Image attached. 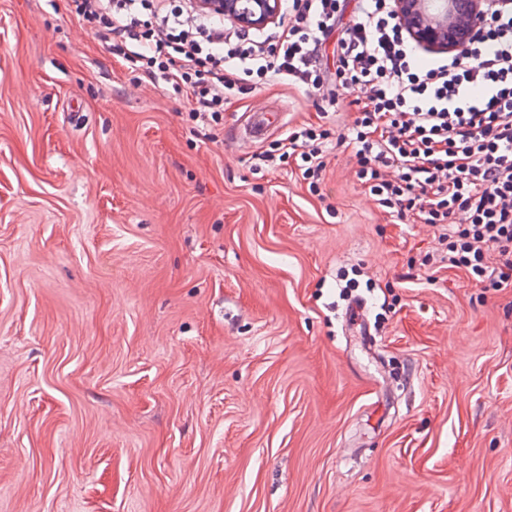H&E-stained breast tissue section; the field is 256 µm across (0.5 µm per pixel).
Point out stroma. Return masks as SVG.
<instances>
[{
	"mask_svg": "<svg viewBox=\"0 0 512 512\" xmlns=\"http://www.w3.org/2000/svg\"><path fill=\"white\" fill-rule=\"evenodd\" d=\"M352 99L272 82L204 142L0 0V512H512V289L365 194ZM273 104L329 129L318 193L236 141Z\"/></svg>",
	"mask_w": 512,
	"mask_h": 512,
	"instance_id": "stroma-1",
	"label": "stroma"
}]
</instances>
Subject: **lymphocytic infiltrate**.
<instances>
[{
    "label": "lymphocytic infiltrate",
    "mask_w": 512,
    "mask_h": 512,
    "mask_svg": "<svg viewBox=\"0 0 512 512\" xmlns=\"http://www.w3.org/2000/svg\"><path fill=\"white\" fill-rule=\"evenodd\" d=\"M255 31L191 0H65L94 39L191 104L201 141L237 94L272 81L336 100L358 91L350 130L362 187L399 219L438 231L450 267L512 288V7L484 18L455 52L427 57L405 34L394 0H281ZM327 130L310 125L256 154L260 168L296 162L318 190Z\"/></svg>",
    "instance_id": "f902f5d3"
}]
</instances>
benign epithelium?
I'll return each mask as SVG.
<instances>
[{
    "mask_svg": "<svg viewBox=\"0 0 512 512\" xmlns=\"http://www.w3.org/2000/svg\"><path fill=\"white\" fill-rule=\"evenodd\" d=\"M200 6L248 29L261 30L275 22L281 0H197ZM484 0H395L409 38L437 53L460 48L472 27L484 16Z\"/></svg>",
    "mask_w": 512,
    "mask_h": 512,
    "instance_id": "1",
    "label": "benign epithelium"
}]
</instances>
